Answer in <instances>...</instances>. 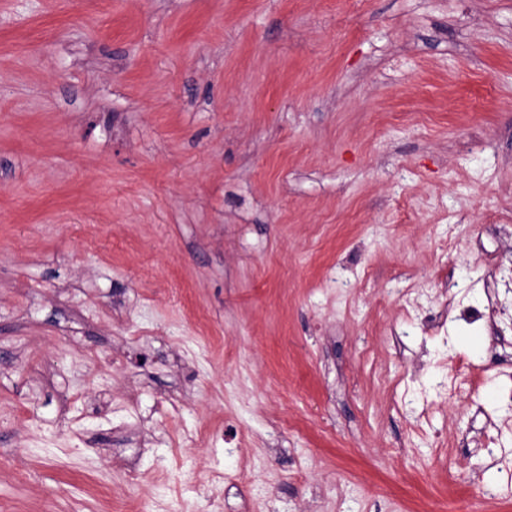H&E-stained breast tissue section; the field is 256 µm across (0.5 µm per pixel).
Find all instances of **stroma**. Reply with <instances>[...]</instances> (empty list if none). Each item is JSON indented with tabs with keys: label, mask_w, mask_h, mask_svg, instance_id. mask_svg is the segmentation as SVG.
I'll list each match as a JSON object with an SVG mask.
<instances>
[{
	"label": "stroma",
	"mask_w": 512,
	"mask_h": 512,
	"mask_svg": "<svg viewBox=\"0 0 512 512\" xmlns=\"http://www.w3.org/2000/svg\"><path fill=\"white\" fill-rule=\"evenodd\" d=\"M511 378L512 0H0V512H512Z\"/></svg>",
	"instance_id": "obj_1"
}]
</instances>
